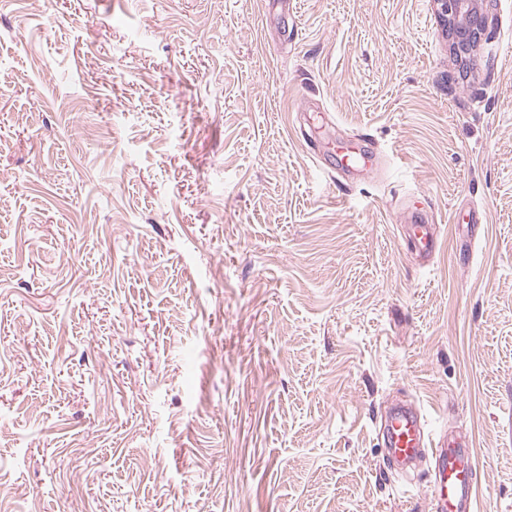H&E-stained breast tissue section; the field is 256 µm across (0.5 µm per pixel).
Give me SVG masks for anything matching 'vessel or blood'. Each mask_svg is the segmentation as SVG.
<instances>
[{
	"label": "vessel or blood",
	"instance_id": "b4317fda",
	"mask_svg": "<svg viewBox=\"0 0 512 512\" xmlns=\"http://www.w3.org/2000/svg\"><path fill=\"white\" fill-rule=\"evenodd\" d=\"M415 249L432 254L437 237L432 225L416 223L410 227ZM385 443L395 469L403 470L425 457H432L437 479L432 493V512H477L475 483L469 455L457 438L440 436L430 440L416 410L406 406L392 408L384 425Z\"/></svg>",
	"mask_w": 512,
	"mask_h": 512
}]
</instances>
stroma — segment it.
<instances>
[{
    "label": "stroma",
    "mask_w": 512,
    "mask_h": 512,
    "mask_svg": "<svg viewBox=\"0 0 512 512\" xmlns=\"http://www.w3.org/2000/svg\"><path fill=\"white\" fill-rule=\"evenodd\" d=\"M0 0V512H512V0ZM435 224L417 260L405 219ZM483 2L484 0H438L455 39L454 51L460 59L462 54L472 51L476 38L486 30ZM384 432L396 470H405L431 454L438 475L430 502L432 512H477L472 465L457 438L442 435L438 442L431 441L418 412L406 406L391 409Z\"/></svg>",
    "instance_id": "35a3bbf8"
}]
</instances>
